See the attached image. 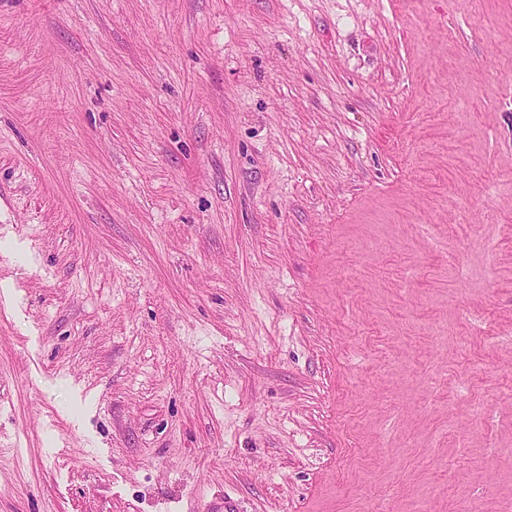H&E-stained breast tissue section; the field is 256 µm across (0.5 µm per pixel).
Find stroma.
<instances>
[{
    "label": "stroma",
    "mask_w": 512,
    "mask_h": 512,
    "mask_svg": "<svg viewBox=\"0 0 512 512\" xmlns=\"http://www.w3.org/2000/svg\"><path fill=\"white\" fill-rule=\"evenodd\" d=\"M512 512V0H0V512Z\"/></svg>",
    "instance_id": "obj_1"
}]
</instances>
